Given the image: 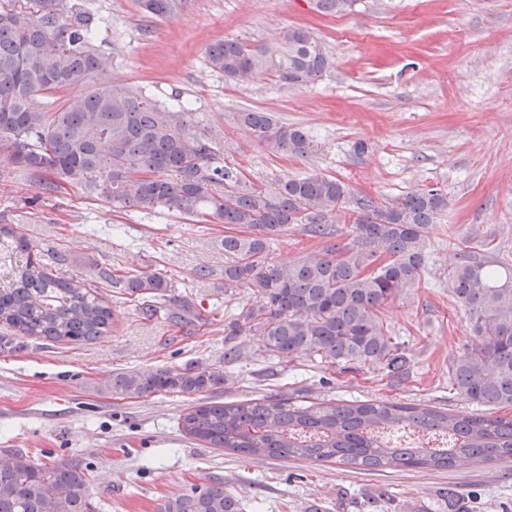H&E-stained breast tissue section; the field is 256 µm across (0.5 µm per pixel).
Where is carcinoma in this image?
Masks as SVG:
<instances>
[{"label":"carcinoma","instance_id":"1","mask_svg":"<svg viewBox=\"0 0 512 512\" xmlns=\"http://www.w3.org/2000/svg\"><path fill=\"white\" fill-rule=\"evenodd\" d=\"M315 10L343 14L356 0H312ZM150 17L171 13L177 0H139ZM94 16L77 0H0V157L55 191L83 186L116 209L164 208L242 224L246 235L224 236V289L248 288L256 303L228 324L247 330L266 354L289 359L308 352L331 366L353 364L409 373L410 359L382 319L383 310L420 280L426 226L448 208L438 188L385 203L355 199L352 242L287 264L270 256L268 235L289 224L330 235L329 218L348 199L342 181L285 178L271 191L222 161L211 134L184 105L169 107L144 89L116 84L73 93L59 108L51 95L105 71L112 59L93 44ZM207 62L241 84L275 76L291 86L311 83L331 61L314 34L292 26L276 50L239 39L209 46ZM233 120L277 152L308 157V132L247 110ZM224 187L219 192L216 187ZM153 316L167 302L170 280L146 269L113 280ZM448 291L466 308L471 343L452 360L449 376L468 404L512 409V269L472 252L458 255ZM188 324L202 316L185 303L170 311ZM112 309L98 287L62 271V258L33 255L27 241L0 228V328L50 341L84 342L109 331ZM224 371L198 365L112 374L121 398L157 393L191 397L221 387ZM184 436L217 450L256 456L394 469L448 468L512 458V416L448 413L426 404L384 401L297 404L265 398L187 409ZM0 512H92L93 469L81 458L45 463L20 449L0 453ZM162 512H240L213 480L167 500Z\"/></svg>","mask_w":512,"mask_h":512}]
</instances>
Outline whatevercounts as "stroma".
Listing matches in <instances>:
<instances>
[{
	"label": "stroma",
	"instance_id": "35a3bbf8",
	"mask_svg": "<svg viewBox=\"0 0 512 512\" xmlns=\"http://www.w3.org/2000/svg\"><path fill=\"white\" fill-rule=\"evenodd\" d=\"M81 2L99 20L95 46L112 58L81 91L123 83L168 105L189 103L225 162L267 190L287 176L319 174L344 182L352 197L381 202L438 187L448 208L425 230L419 285L382 313L411 358L406 380L307 353L271 357L247 332L234 339L241 359L228 365L224 327L256 302L249 289L224 288L222 241L242 233L241 225L115 210L78 185L49 194L0 162V225L35 250L60 251L64 271L96 282L112 309L109 333L90 342L0 329V450L46 463L84 459L94 468L95 512H159L212 480L223 481L243 512H512V460L402 471L220 451L181 433L191 398L122 399L106 384L115 372L193 364L224 371L223 386L203 393L206 401L384 400L463 410L448 366L470 333L448 274L471 248L512 266V0H357L336 16L316 12L310 0H178L161 19L147 17L138 0ZM290 26L308 27L332 61L310 84L275 77L236 84L207 63L215 41L272 46ZM252 109L306 128L316 152L301 159L258 144L232 119ZM360 140L367 150L358 155ZM325 242L292 224L271 234L270 250L288 263ZM134 266L167 274L169 299L189 301L208 321L143 318L135 297L101 277Z\"/></svg>",
	"mask_w": 512,
	"mask_h": 512
}]
</instances>
